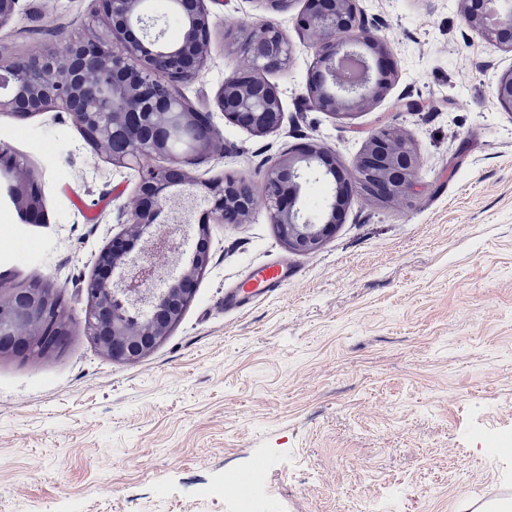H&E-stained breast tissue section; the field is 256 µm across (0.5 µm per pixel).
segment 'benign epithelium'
I'll use <instances>...</instances> for the list:
<instances>
[{"mask_svg": "<svg viewBox=\"0 0 512 512\" xmlns=\"http://www.w3.org/2000/svg\"><path fill=\"white\" fill-rule=\"evenodd\" d=\"M295 18L300 38L315 58L304 100L320 112L352 115L370 109L389 90L394 71L378 28L355 8L354 0H304ZM91 12L106 18L107 30L71 45L60 61L33 50L0 61V117L26 119L63 109L81 129L93 128L92 144L117 168H139L136 205L125 213V235L112 240L96 259L83 287L85 328L114 361L135 362L152 351L180 323L195 298L196 283L210 262L209 225L242 224L254 207L252 191L238 178L216 177L201 186L207 209L194 237L182 226L154 235L152 248L184 257L176 274L158 275L149 252L135 244L158 223L171 190L192 182L189 167L211 154L221 138L213 113L197 107L180 88L208 65L212 21L206 0H169L180 20L179 38L170 40L147 0H90ZM466 24L492 45L512 52V0H460ZM248 66L224 78L217 109L256 136L283 124L280 92L267 75L283 71L293 47L278 25L265 20L239 28L230 44ZM499 106L512 112V68L495 83ZM162 156L166 166L141 167ZM421 159L414 143L390 126L371 134L345 176L330 148L306 144L284 156L264 178L270 223L292 252L319 251L340 222L353 195L389 203L414 194ZM312 180L333 185L321 208L311 213L305 188ZM23 216L38 224L43 216L38 176L25 170L11 185ZM164 280V287L149 284ZM57 297L51 281L12 289L0 299V354L30 348L50 355L70 334V324L50 327L48 308Z\"/></svg>", "mask_w": 512, "mask_h": 512, "instance_id": "obj_1", "label": "benign epithelium"}]
</instances>
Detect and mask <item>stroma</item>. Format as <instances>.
Returning a JSON list of instances; mask_svg holds the SVG:
<instances>
[{"instance_id":"stroma-1","label":"stroma","mask_w":512,"mask_h":512,"mask_svg":"<svg viewBox=\"0 0 512 512\" xmlns=\"http://www.w3.org/2000/svg\"><path fill=\"white\" fill-rule=\"evenodd\" d=\"M397 78L343 119L302 95L314 52L295 11L217 0L205 73L185 85L221 130L195 181L248 177L317 141L353 169L391 124L421 157L415 195L353 198L318 252L288 251L256 205L210 227L208 269L180 323L133 363L71 329L49 359L0 355V512H241L225 480L251 479L254 512H458L512 490V113L494 97L512 53L464 21L459 0H357ZM278 24L294 46L269 80L284 121L257 137L216 114L235 21ZM89 0H22L0 58L65 55L103 30ZM0 143L39 177L46 221L26 223L0 170V296L50 280L83 317L81 290L123 230L138 172L87 145L70 113L0 118ZM194 184L174 189L159 230L197 224ZM288 264L276 291L235 309L224 295Z\"/></svg>"}]
</instances>
